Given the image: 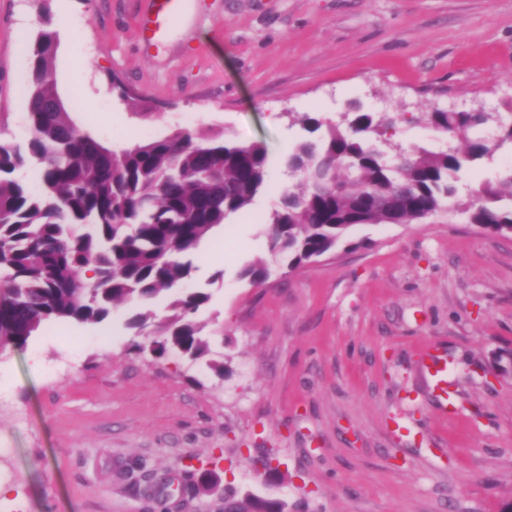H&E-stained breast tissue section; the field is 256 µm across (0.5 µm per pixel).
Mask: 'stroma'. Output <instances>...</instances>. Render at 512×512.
<instances>
[{"mask_svg": "<svg viewBox=\"0 0 512 512\" xmlns=\"http://www.w3.org/2000/svg\"><path fill=\"white\" fill-rule=\"evenodd\" d=\"M70 2L62 29L59 0H0V140L30 137L31 48L47 27L82 128L116 148L223 130L266 147L270 187L194 257L210 359L156 355L128 305L0 355V512H222L228 489L286 512H501L512 236L441 211L356 226L258 286L238 272L268 255L274 189L298 182V115L398 112L391 142L407 150L432 145L431 109L511 110L512 0H184L159 51L137 30L149 0ZM116 76L149 112L113 92ZM510 167V152L479 161L458 199ZM424 346L448 361L455 413L432 394Z\"/></svg>", "mask_w": 512, "mask_h": 512, "instance_id": "obj_1", "label": "stroma"}]
</instances>
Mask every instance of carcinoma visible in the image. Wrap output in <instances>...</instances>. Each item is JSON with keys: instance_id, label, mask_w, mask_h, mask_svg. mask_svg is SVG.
I'll return each mask as SVG.
<instances>
[{"instance_id": "cac0c4a2", "label": "carcinoma", "mask_w": 512, "mask_h": 512, "mask_svg": "<svg viewBox=\"0 0 512 512\" xmlns=\"http://www.w3.org/2000/svg\"><path fill=\"white\" fill-rule=\"evenodd\" d=\"M56 35L38 33L33 48L24 147L0 142V355L23 350L52 322L99 324L122 303L136 309L127 326L155 328L154 350L210 354L196 313L209 300L183 286L191 257L216 227L247 211L267 187V150L231 135L179 128L114 149L71 117L53 78ZM397 115L360 109L342 124L308 113L299 121L315 140L301 141L288 165L300 183L280 192L264 226L268 252L296 268L335 250L359 224H415L426 214L462 212L495 235L512 234V168L486 180L476 201L457 199L460 172L512 150V113H424L440 146H414L395 159L381 148ZM38 186L13 173L27 165ZM93 276L87 277L86 272ZM271 266L257 259L240 271L252 285ZM170 298L157 318L153 301ZM224 512H284L276 500L224 493Z\"/></svg>"}]
</instances>
